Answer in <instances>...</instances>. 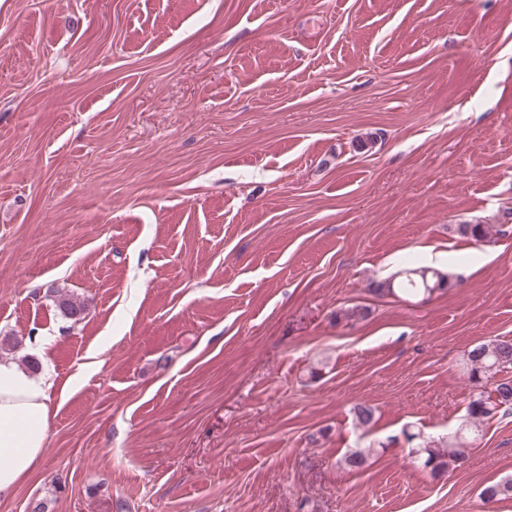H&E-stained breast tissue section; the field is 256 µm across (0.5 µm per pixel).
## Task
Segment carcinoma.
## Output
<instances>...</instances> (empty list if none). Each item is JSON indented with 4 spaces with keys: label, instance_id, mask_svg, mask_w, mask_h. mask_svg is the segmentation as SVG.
<instances>
[{
    "label": "carcinoma",
    "instance_id": "carcinoma-1",
    "mask_svg": "<svg viewBox=\"0 0 512 512\" xmlns=\"http://www.w3.org/2000/svg\"><path fill=\"white\" fill-rule=\"evenodd\" d=\"M457 232L474 241L481 242L488 236L487 225L463 223L457 225ZM404 278L395 285L388 283L382 291L393 294L400 291L407 295L433 293L449 286V276L437 269L408 265L403 270ZM57 307L67 318L85 311L83 303L65 295L59 296ZM506 368H512V339H494L482 342L467 351L462 360L463 373L468 375L471 383L477 385L487 379H496V375ZM512 408V380L496 379L492 394H477L467 405V421L454 433V437L439 446L431 440H423L415 447L418 459L432 473H440L450 465L465 459L468 447L479 435L485 423L494 419L497 413ZM485 497L491 501L512 498V476H505L500 481L483 490Z\"/></svg>",
    "mask_w": 512,
    "mask_h": 512
}]
</instances>
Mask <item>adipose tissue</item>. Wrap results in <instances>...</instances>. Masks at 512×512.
Masks as SVG:
<instances>
[{"label": "adipose tissue", "mask_w": 512, "mask_h": 512, "mask_svg": "<svg viewBox=\"0 0 512 512\" xmlns=\"http://www.w3.org/2000/svg\"><path fill=\"white\" fill-rule=\"evenodd\" d=\"M53 377L0 357V496L13 494L31 474L51 430Z\"/></svg>", "instance_id": "ef3b65f1"}]
</instances>
